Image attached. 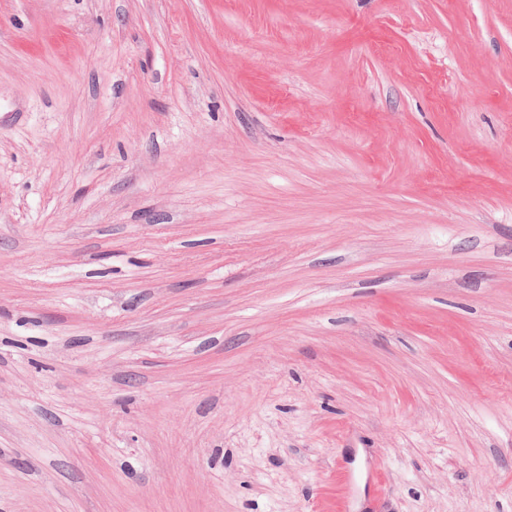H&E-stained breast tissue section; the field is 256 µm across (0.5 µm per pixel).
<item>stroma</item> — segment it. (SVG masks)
<instances>
[{"label": "stroma", "instance_id": "1", "mask_svg": "<svg viewBox=\"0 0 512 512\" xmlns=\"http://www.w3.org/2000/svg\"><path fill=\"white\" fill-rule=\"evenodd\" d=\"M0 512H512V0H0Z\"/></svg>", "mask_w": 512, "mask_h": 512}]
</instances>
